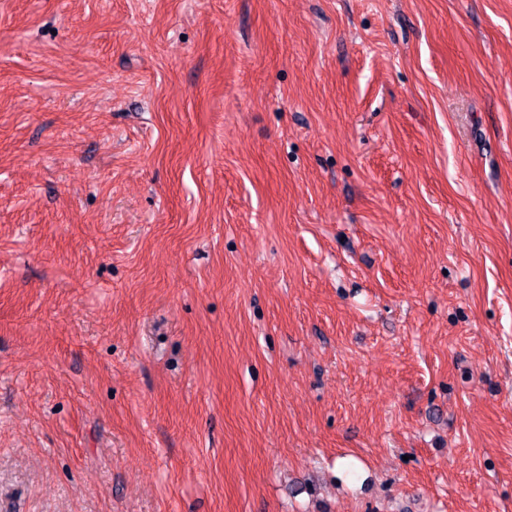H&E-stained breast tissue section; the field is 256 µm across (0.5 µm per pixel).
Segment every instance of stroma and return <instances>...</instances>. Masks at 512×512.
<instances>
[{
  "label": "stroma",
  "mask_w": 512,
  "mask_h": 512,
  "mask_svg": "<svg viewBox=\"0 0 512 512\" xmlns=\"http://www.w3.org/2000/svg\"><path fill=\"white\" fill-rule=\"evenodd\" d=\"M0 512H512V0H0Z\"/></svg>",
  "instance_id": "1"
}]
</instances>
